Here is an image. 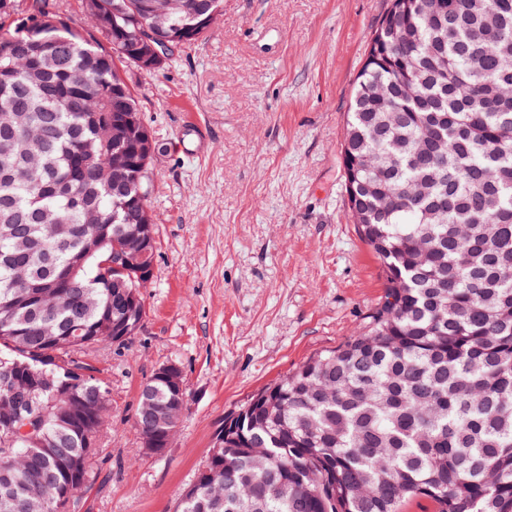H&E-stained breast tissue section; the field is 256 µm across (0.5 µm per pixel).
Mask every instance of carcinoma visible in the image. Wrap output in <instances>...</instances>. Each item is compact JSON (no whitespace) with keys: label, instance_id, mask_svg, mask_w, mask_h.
I'll list each match as a JSON object with an SVG mask.
<instances>
[{"label":"carcinoma","instance_id":"1","mask_svg":"<svg viewBox=\"0 0 512 512\" xmlns=\"http://www.w3.org/2000/svg\"><path fill=\"white\" fill-rule=\"evenodd\" d=\"M142 0H0V512H69L96 478L88 442L109 425V385L88 361L110 347L128 274L82 233L117 244L152 219L117 184L106 125L140 111L134 40ZM188 0L170 33L221 13ZM354 222L380 260L384 300L366 329L315 355L234 413L221 471L178 512H512V0H391L352 95L343 146ZM70 283L47 292L16 280ZM66 386L93 423L56 407ZM178 400L142 384L138 432L163 431Z\"/></svg>","mask_w":512,"mask_h":512}]
</instances>
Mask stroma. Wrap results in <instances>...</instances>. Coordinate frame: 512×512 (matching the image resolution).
Instances as JSON below:
<instances>
[{"label": "stroma", "instance_id": "obj_1", "mask_svg": "<svg viewBox=\"0 0 512 512\" xmlns=\"http://www.w3.org/2000/svg\"><path fill=\"white\" fill-rule=\"evenodd\" d=\"M390 0H224L195 43L132 72L159 149L146 317L102 348L112 421L75 512H176L224 418L308 358L358 335L384 293L354 224L343 140L354 81ZM167 362L189 409L165 453L134 427Z\"/></svg>", "mask_w": 512, "mask_h": 512}]
</instances>
